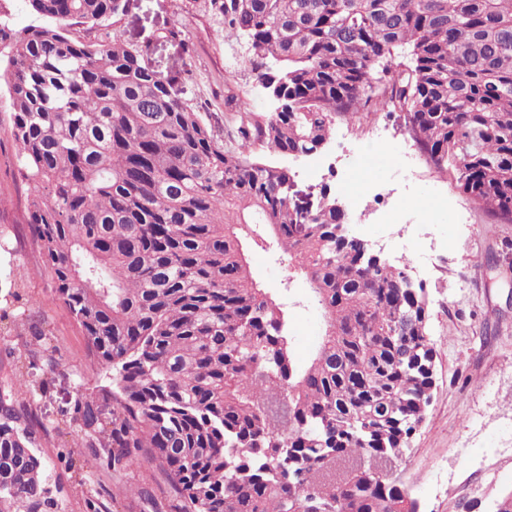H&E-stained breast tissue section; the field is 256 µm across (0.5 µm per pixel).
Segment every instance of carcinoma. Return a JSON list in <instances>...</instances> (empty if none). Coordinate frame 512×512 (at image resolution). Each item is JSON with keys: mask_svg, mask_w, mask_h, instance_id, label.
<instances>
[{"mask_svg": "<svg viewBox=\"0 0 512 512\" xmlns=\"http://www.w3.org/2000/svg\"><path fill=\"white\" fill-rule=\"evenodd\" d=\"M29 2L41 23L0 27L29 227L112 369V387L75 392L83 447L118 477L159 469L174 512H416L357 462L403 458L430 404L426 288L348 233L329 186L303 207L288 169L250 154L310 156L338 114L398 115L436 172L512 224V0H204L280 103L233 114L225 138L157 79L149 47L66 35L128 0ZM254 224L323 312L304 368L253 276ZM35 426L0 393V512H53Z\"/></svg>", "mask_w": 512, "mask_h": 512, "instance_id": "carcinoma-1", "label": "carcinoma"}]
</instances>
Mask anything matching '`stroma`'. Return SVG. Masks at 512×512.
<instances>
[{
    "instance_id": "stroma-1",
    "label": "stroma",
    "mask_w": 512,
    "mask_h": 512,
    "mask_svg": "<svg viewBox=\"0 0 512 512\" xmlns=\"http://www.w3.org/2000/svg\"><path fill=\"white\" fill-rule=\"evenodd\" d=\"M183 25L194 47L161 39L171 25ZM138 44L154 43L149 64L162 80L189 103H207L216 128L229 113L267 114L276 108L252 70L246 38L225 40L220 21L203 0H129L115 22L78 23L69 38L97 43L112 34ZM235 48L241 66L229 70L224 52ZM193 80L184 83L185 70ZM12 107L0 87V385H13L18 403L41 416L36 452L56 491L57 512H169L171 493L163 474L134 465L124 480L148 488L154 504L139 496L120 495L105 457L81 448L79 426L61 412L63 390H93L109 385L111 371L90 355L86 340L59 299L40 244L27 224L28 184L22 176L12 133ZM385 128L389 140L409 142L402 120L382 112L336 118L330 139L318 152L323 167L309 173L308 158L254 149V161L285 166L299 188L329 185L339 204L357 192L365 177L381 189L393 188L401 173L395 164L376 168L385 145L370 133ZM407 221L393 224L369 216L349 219L351 232L368 242L392 235H422L437 247L433 253L387 248L383 257L399 264L410 260L428 292V332L436 351L437 383L423 423L410 450L395 464L420 504L421 512H466L465 502H478V512H493L501 493L512 488V224L488 223L453 185L419 159L409 189ZM253 274L283 303L292 329V351L306 365L320 343L324 320L311 289L302 278H288L276 254L251 255ZM47 335L35 340L34 329ZM42 382L46 393L20 388V372Z\"/></svg>"
}]
</instances>
